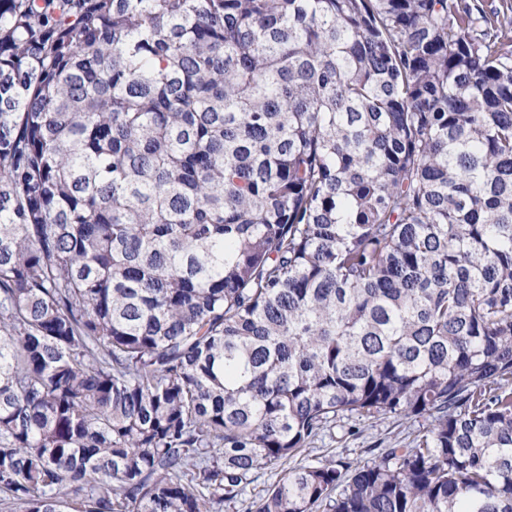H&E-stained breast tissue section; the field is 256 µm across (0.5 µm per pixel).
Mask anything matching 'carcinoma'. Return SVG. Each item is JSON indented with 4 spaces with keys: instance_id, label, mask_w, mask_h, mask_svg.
Returning a JSON list of instances; mask_svg holds the SVG:
<instances>
[{
    "instance_id": "carcinoma-1",
    "label": "carcinoma",
    "mask_w": 512,
    "mask_h": 512,
    "mask_svg": "<svg viewBox=\"0 0 512 512\" xmlns=\"http://www.w3.org/2000/svg\"><path fill=\"white\" fill-rule=\"evenodd\" d=\"M511 378V15L0 0L1 505L512 512ZM409 420L387 418L380 420L358 421L344 419L336 427L320 434L310 445L309 459L323 455H348L350 458L368 459L373 457L367 448L395 446L417 428Z\"/></svg>"
}]
</instances>
